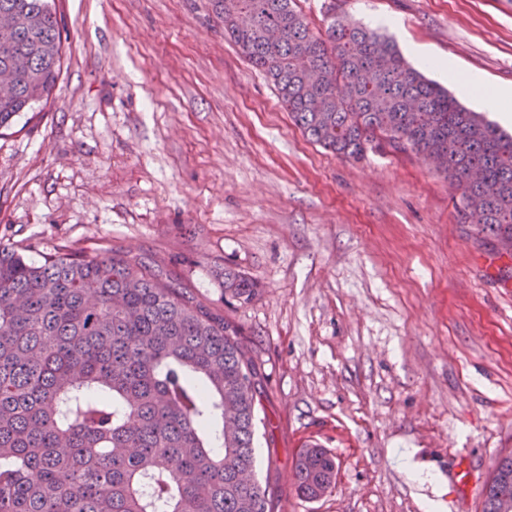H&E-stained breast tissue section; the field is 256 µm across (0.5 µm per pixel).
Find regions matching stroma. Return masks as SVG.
Masks as SVG:
<instances>
[{
    "instance_id": "stroma-1",
    "label": "stroma",
    "mask_w": 512,
    "mask_h": 512,
    "mask_svg": "<svg viewBox=\"0 0 512 512\" xmlns=\"http://www.w3.org/2000/svg\"><path fill=\"white\" fill-rule=\"evenodd\" d=\"M512 84V0H296ZM64 45L46 105L0 130V239L112 245L161 261L241 332L266 417L255 443L273 512H483L512 452V278L456 220L459 192L414 153L349 160L309 140L210 0H56ZM257 285L229 301L225 269ZM337 478L296 493L299 448ZM274 464H267V455ZM472 464L473 485L450 480Z\"/></svg>"
}]
</instances>
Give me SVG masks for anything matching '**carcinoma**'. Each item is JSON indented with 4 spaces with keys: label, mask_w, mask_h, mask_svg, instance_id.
Segmentation results:
<instances>
[{
    "label": "carcinoma",
    "mask_w": 512,
    "mask_h": 512,
    "mask_svg": "<svg viewBox=\"0 0 512 512\" xmlns=\"http://www.w3.org/2000/svg\"><path fill=\"white\" fill-rule=\"evenodd\" d=\"M243 54L273 81L294 122L338 156L430 151L475 207L478 236L512 259V136L411 67L395 43L347 19L314 34L294 0H212ZM26 18L0 41L24 56L0 128L45 104L63 44L54 0H0ZM276 28L280 38L266 32ZM324 70L306 79L301 62ZM478 170L482 179L467 180ZM0 240V512H268L254 471L257 366L239 328L185 296L164 268L112 246H57L33 260ZM256 283L224 269L249 302ZM336 473L322 452L297 471L313 500ZM483 512H512V453L499 456Z\"/></svg>",
    "instance_id": "carcinoma-1"
}]
</instances>
